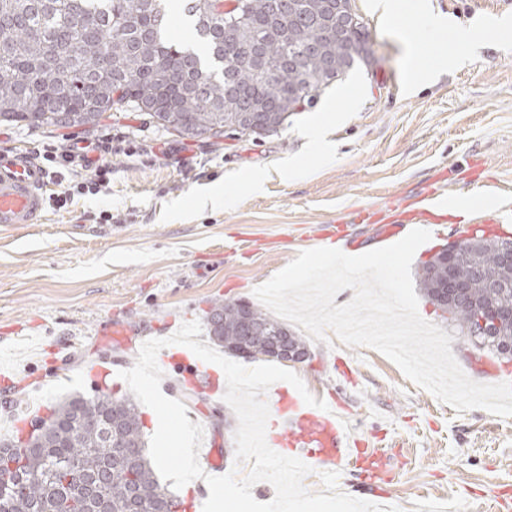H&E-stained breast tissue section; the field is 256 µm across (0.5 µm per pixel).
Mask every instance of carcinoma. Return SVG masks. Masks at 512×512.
I'll use <instances>...</instances> for the list:
<instances>
[{"label":"carcinoma","mask_w":512,"mask_h":512,"mask_svg":"<svg viewBox=\"0 0 512 512\" xmlns=\"http://www.w3.org/2000/svg\"><path fill=\"white\" fill-rule=\"evenodd\" d=\"M172 0H0V123L31 128L94 127L114 109L146 112L165 130L195 138L279 130L303 103L370 55L362 25L336 40V0H179L193 42L168 35ZM105 108L90 112L101 88ZM483 236L460 265L464 293L443 290L440 253L416 272L421 292L461 336L512 360V321L485 336L466 332L476 308L512 306V265L500 237ZM208 332L224 352L278 359L277 337L293 351L305 340L255 304L213 303ZM94 419V428L80 421ZM173 495L145 452L134 397L101 392L54 405L23 447L0 444V512H170Z\"/></svg>","instance_id":"obj_1"}]
</instances>
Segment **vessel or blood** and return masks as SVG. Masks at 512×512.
I'll list each match as a JSON object with an SVG mask.
<instances>
[{
    "label": "vessel or blood",
    "instance_id": "1",
    "mask_svg": "<svg viewBox=\"0 0 512 512\" xmlns=\"http://www.w3.org/2000/svg\"><path fill=\"white\" fill-rule=\"evenodd\" d=\"M46 186L47 172L32 154L0 153V225L39 223L46 207ZM174 356L182 366V382L210 397L223 398V385L211 371L199 368L193 352L179 349ZM266 398L278 414L275 446L310 467L343 470L358 440L340 414L311 408L294 390L278 383L269 388Z\"/></svg>",
    "mask_w": 512,
    "mask_h": 512
}]
</instances>
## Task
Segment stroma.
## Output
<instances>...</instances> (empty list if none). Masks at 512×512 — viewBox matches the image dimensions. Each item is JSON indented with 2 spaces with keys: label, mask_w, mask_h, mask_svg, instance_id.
Segmentation results:
<instances>
[{
  "label": "stroma",
  "mask_w": 512,
  "mask_h": 512,
  "mask_svg": "<svg viewBox=\"0 0 512 512\" xmlns=\"http://www.w3.org/2000/svg\"><path fill=\"white\" fill-rule=\"evenodd\" d=\"M375 2L352 0L370 33L369 62L275 134L183 138L148 113L118 110L94 128L0 124V152L38 159L68 136L112 137L108 186L80 194L76 176L51 174L42 223L0 231V357L28 366L26 376L0 385V423L16 411L48 414L68 396H94L98 366L131 368L141 338L204 320L214 300L254 301L256 286L318 247L320 227L356 232L369 248L373 217L452 188L470 206L437 226L414 255L419 263L512 198V32L496 26L512 22V12L501 0H424L454 24L428 32L417 0H399L391 17ZM412 66L427 81L410 83ZM318 125L330 134V156L308 142ZM285 164L297 176H284ZM250 171L266 172L262 194L238 184L237 174ZM67 190L71 201L57 207L55 196ZM418 311L452 336L464 373L485 382L476 363L491 353L457 335L426 301ZM116 322L131 331L129 344L107 337ZM308 348L310 359L289 371L338 407L362 442L339 478L346 494L389 512H512V418L457 413L381 352L347 346L333 332ZM191 395L180 396L189 420L209 430L216 448L233 447L232 409Z\"/></svg>",
  "instance_id": "obj_1"
}]
</instances>
